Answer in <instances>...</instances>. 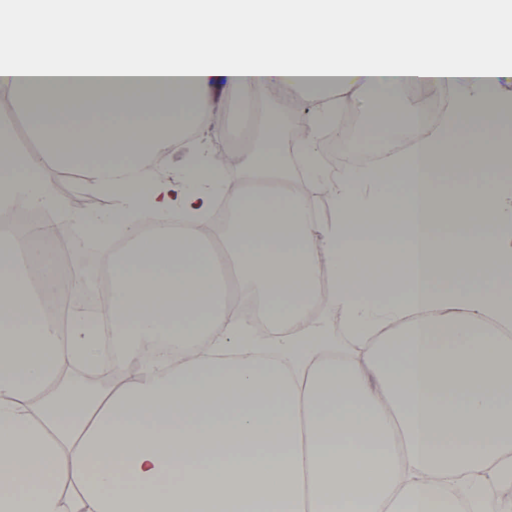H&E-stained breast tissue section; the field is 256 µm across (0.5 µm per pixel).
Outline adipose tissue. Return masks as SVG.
Returning a JSON list of instances; mask_svg holds the SVG:
<instances>
[{
	"instance_id": "ef3b65f1",
	"label": "adipose tissue",
	"mask_w": 512,
	"mask_h": 512,
	"mask_svg": "<svg viewBox=\"0 0 512 512\" xmlns=\"http://www.w3.org/2000/svg\"><path fill=\"white\" fill-rule=\"evenodd\" d=\"M431 84L452 91L441 124L408 96ZM238 85L244 113L274 85L335 89L306 116L320 132L360 91L402 102L415 149L328 182L336 224L268 189L288 181L269 142L226 225L117 209L71 214V238L40 227L105 256L114 366L145 341L188 350L104 390L70 374L98 360L93 324L75 314L60 338L25 238L1 225L0 512H512V0H0V95L27 92L15 120L39 145L0 121V203L65 210L44 173L67 166L204 215L221 166L190 190L146 159ZM480 168L498 177L471 188ZM228 257L267 339L224 315ZM326 300L355 352L314 319Z\"/></svg>"
}]
</instances>
